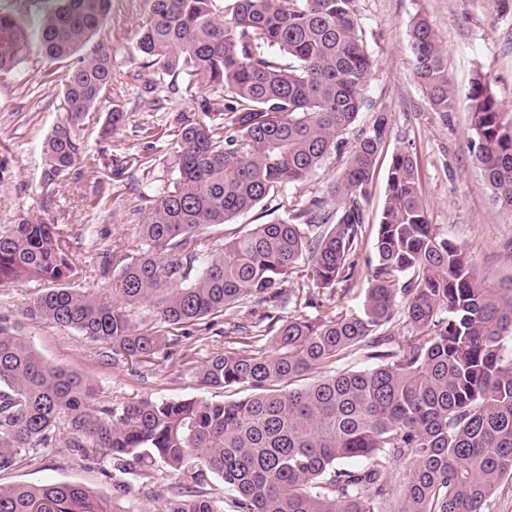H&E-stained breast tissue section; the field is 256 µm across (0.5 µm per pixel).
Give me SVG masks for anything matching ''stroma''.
<instances>
[{
	"label": "stroma",
	"mask_w": 512,
	"mask_h": 512,
	"mask_svg": "<svg viewBox=\"0 0 512 512\" xmlns=\"http://www.w3.org/2000/svg\"><path fill=\"white\" fill-rule=\"evenodd\" d=\"M145 0H112V8L96 40L112 50V72L124 93L130 118L112 134H102L104 112L90 113L85 123L86 154L60 182L49 179L43 142L62 117L59 84L70 63L31 54L12 82L0 83V229L19 215L35 211L66 225L75 253L78 288H103L97 273L105 256L128 250L138 228L154 205L152 190L170 175L169 126L175 118L195 120L202 106L217 107L219 99L200 91L197 100L169 94L161 111L149 110L132 81L142 60L134 48L132 21ZM367 50L374 61L366 97L369 106L349 130L355 139L367 129L374 113H387L391 135L381 155L367 208L378 215L392 153L410 150L417 162L418 181L430 223L461 244L475 259L479 272L499 279L512 275V213L493 209L485 180L475 166L469 142L470 111L466 94L476 75H485L503 108L512 113V8L503 0H357ZM429 21L444 46L448 75L458 91L456 108L440 119L414 78V55L407 36L416 15ZM155 135L154 150H146V135ZM149 152L148 168H122L124 158ZM342 155L329 156L308 180L291 186L292 201L326 196L343 166ZM281 212L275 200H265L231 223L207 229L213 245H221L251 224H263ZM45 287L39 280H22L0 287V315L20 318L25 302ZM23 333L50 366L62 367L89 380L99 402L109 405L149 396L171 400L205 395L216 401L237 399L233 389H201L196 370L219 352L233 348L234 334L224 316L212 315L192 327L191 337L167 359L154 364L121 362L101 357L99 344L76 331L47 321L21 320ZM70 482L104 496L121 512H168L163 491L178 479L156 466L138 475L114 472L110 462L84 458L67 448H41L0 472V484Z\"/></svg>",
	"instance_id": "35a3bbf8"
}]
</instances>
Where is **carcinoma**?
<instances>
[{
  "label": "carcinoma",
  "instance_id": "obj_1",
  "mask_svg": "<svg viewBox=\"0 0 512 512\" xmlns=\"http://www.w3.org/2000/svg\"><path fill=\"white\" fill-rule=\"evenodd\" d=\"M110 9L111 0H61L40 15L36 45L13 12L0 11L1 83L35 50L78 56L61 77L64 119L43 145L52 180L82 160L85 120L109 99L112 52L90 42ZM135 28L144 67L187 72L184 95L206 88L224 109L174 127L171 181L139 227L138 251L99 268V278L112 279V300L69 287L77 267L65 225L29 212L0 230V285L49 283L21 315L75 330L114 363H149L190 333L166 337L134 322L130 309L141 303L180 328L217 313L231 320L247 302L279 310L303 299L312 307L316 296L350 286L365 264L363 306L235 323L239 348L211 356L196 378L204 388L250 392L244 399L143 397L111 406L96 402L79 375L45 364L19 323L1 316L0 472L61 445L107 457L120 473L164 465L181 480L169 512H381L394 497L392 468L407 460L397 512H484L512 477V357L503 353L512 340V277L487 280L428 222L407 149L392 154L381 210L370 220L365 202L390 135L385 112L348 147L330 197L288 200L289 186L345 148L343 136L367 106L373 62L356 0H145ZM408 36L414 77L446 123L457 91L445 49L423 15ZM141 88L150 106L162 101L161 81ZM467 99L469 142L490 200L512 212V113L480 75ZM128 119L112 104L102 133ZM277 194L284 216L213 250L206 228ZM373 229L375 258L365 259ZM290 277L296 287L287 290ZM398 315L410 336L394 348ZM258 330L269 337L264 349L255 348ZM354 350L378 364L286 388ZM210 477L224 496L195 491ZM41 508L118 512L80 484L0 485V512Z\"/></svg>",
  "mask_w": 512,
  "mask_h": 512
}]
</instances>
